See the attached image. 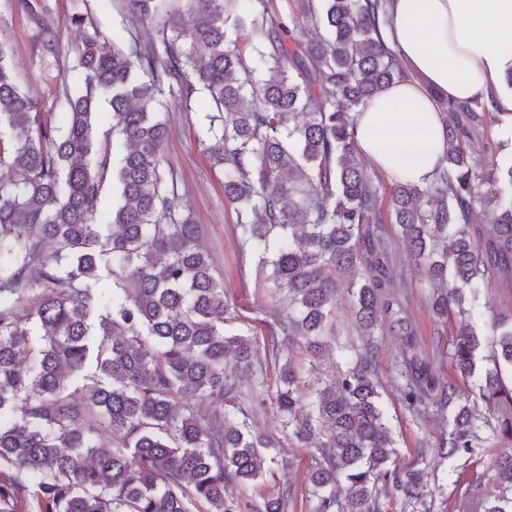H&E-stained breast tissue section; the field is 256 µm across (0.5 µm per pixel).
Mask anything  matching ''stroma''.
<instances>
[{
    "label": "stroma",
    "instance_id": "1",
    "mask_svg": "<svg viewBox=\"0 0 512 512\" xmlns=\"http://www.w3.org/2000/svg\"><path fill=\"white\" fill-rule=\"evenodd\" d=\"M48 5L61 32L59 54L55 57L42 52L39 29L30 15L21 10L15 0H0V43L5 46L20 86L41 99L46 111L58 112L68 82L76 77L73 67L82 35L70 24L74 15L92 13L99 28L122 46L132 41L146 45L153 40L149 28L131 27L123 19L120 0H48ZM209 113L201 98H193L187 105L181 100L169 99L165 117L170 132L164 158L177 169L179 192L187 200L195 223L201 224L202 242L224 278V299L231 312V327H248L259 333L264 331V322L275 302L266 271L257 257L240 250L237 214L224 198V175L211 166L203 146L195 139L197 128L206 124ZM470 147L477 156L489 150L502 157L512 155V124L485 116L473 132ZM386 232L394 269L391 290L400 299L405 316L423 341L432 343L435 341L434 321L429 315L426 284L416 271L414 257L398 227L387 225ZM350 304V288H340L336 298V345L332 355L326 356L320 366L325 374L346 368L354 355L357 336L348 316ZM377 367L380 403L397 440L398 459L402 464L427 473L429 479V495L421 504L405 500L391 485L378 483L376 496L381 512H449L453 502L463 497L471 485L485 479L496 450L481 445L466 467L449 472L447 462L439 460L435 448L443 432L438 417L421 420L399 398L405 378L394 342H387L381 349ZM277 384L278 370L274 367L241 376V409L258 430L276 437L281 434L273 409ZM277 456L290 463V474H283L281 468L276 467L255 484L228 487V494L246 498L267 496L277 492L290 477L299 498L296 512H308L304 500L307 477L315 465L312 449L285 444L278 448Z\"/></svg>",
    "mask_w": 512,
    "mask_h": 512
}]
</instances>
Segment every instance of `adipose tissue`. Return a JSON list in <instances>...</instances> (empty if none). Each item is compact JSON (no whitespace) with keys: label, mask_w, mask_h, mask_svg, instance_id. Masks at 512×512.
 Listing matches in <instances>:
<instances>
[{"label":"adipose tissue","mask_w":512,"mask_h":512,"mask_svg":"<svg viewBox=\"0 0 512 512\" xmlns=\"http://www.w3.org/2000/svg\"><path fill=\"white\" fill-rule=\"evenodd\" d=\"M384 42L408 69L359 109L355 148L388 178L426 185L446 146V104L512 112V0H392Z\"/></svg>","instance_id":"adipose-tissue-1"}]
</instances>
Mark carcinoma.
Wrapping results in <instances>:
<instances>
[{
	"label": "carcinoma",
	"mask_w": 512,
	"mask_h": 512,
	"mask_svg": "<svg viewBox=\"0 0 512 512\" xmlns=\"http://www.w3.org/2000/svg\"><path fill=\"white\" fill-rule=\"evenodd\" d=\"M121 2L155 39L110 44L73 17L85 30L78 86L58 125L21 90L0 46V128L12 137L0 145V512H294L290 481L249 502L226 493L278 464L275 440L242 410H224L242 395L239 374L263 355L278 365L274 402L288 442L318 453L310 512H379L378 480L421 503L427 481L397 463L380 405L376 359L388 336L400 341L401 400L418 415L448 416L442 458L460 461L491 439L502 449L489 477L500 495L477 483L453 512H512V384L503 377L512 309L465 306L512 277V158L482 162L468 149L488 107L450 106L432 186L396 182L384 208L353 130L365 100L404 76L380 37L386 0H308L307 29L295 18L238 17L251 65L227 37L224 0H184L177 13L162 0ZM18 5L56 54L48 6ZM197 93L215 111L198 141L224 172L241 249L270 267L287 304L266 323L262 353L229 327L224 283L164 163L162 97L188 104ZM478 205L483 224L473 223ZM387 223L423 268L435 323L459 317L446 378L387 291ZM344 282L355 356L334 379L305 381L284 352L305 349L315 368L332 350L324 336ZM476 320L494 336L480 370Z\"/></svg>",
	"instance_id": "1"
}]
</instances>
